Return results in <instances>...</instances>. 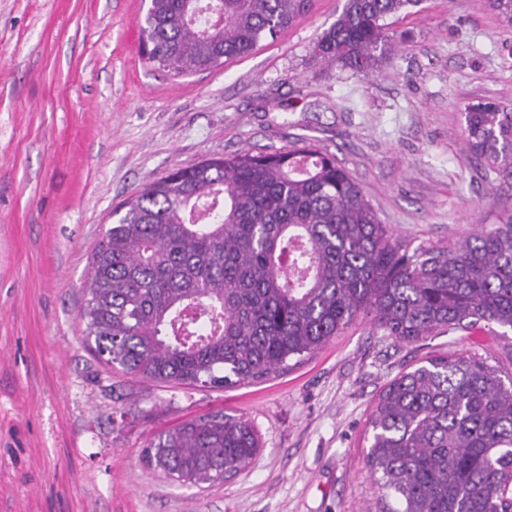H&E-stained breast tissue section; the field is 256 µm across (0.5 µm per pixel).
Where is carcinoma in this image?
Listing matches in <instances>:
<instances>
[{"label": "carcinoma", "instance_id": "obj_1", "mask_svg": "<svg viewBox=\"0 0 512 512\" xmlns=\"http://www.w3.org/2000/svg\"><path fill=\"white\" fill-rule=\"evenodd\" d=\"M206 29L186 0H149L148 61L176 75L245 57L311 12L314 0H216ZM421 0H346L316 54L368 74L392 52L387 19ZM466 147L512 174V112L466 107ZM92 256L81 316L107 365L203 387L263 380L301 362L360 316L399 340L512 330V213L446 246L414 247L383 224L334 156L288 151L205 157L112 210ZM367 453L389 512H509L512 374L471 355L436 356L379 394ZM253 425L216 412L150 441L166 478L213 487L245 469Z\"/></svg>", "mask_w": 512, "mask_h": 512}]
</instances>
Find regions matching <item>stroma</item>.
I'll return each mask as SVG.
<instances>
[{"mask_svg": "<svg viewBox=\"0 0 512 512\" xmlns=\"http://www.w3.org/2000/svg\"><path fill=\"white\" fill-rule=\"evenodd\" d=\"M345 0L249 56L176 76L146 63L145 0H0V512H385L367 464L383 388L433 356L512 358L478 323L407 342L359 318L245 386L142 381L98 361L80 314L113 209L163 173L243 149L334 155L383 223L445 246L512 210V176L465 144L467 105L512 111V26L488 0H421L369 77L315 43ZM224 412L262 446L216 486L143 459L160 431Z\"/></svg>", "mask_w": 512, "mask_h": 512, "instance_id": "1", "label": "stroma"}]
</instances>
